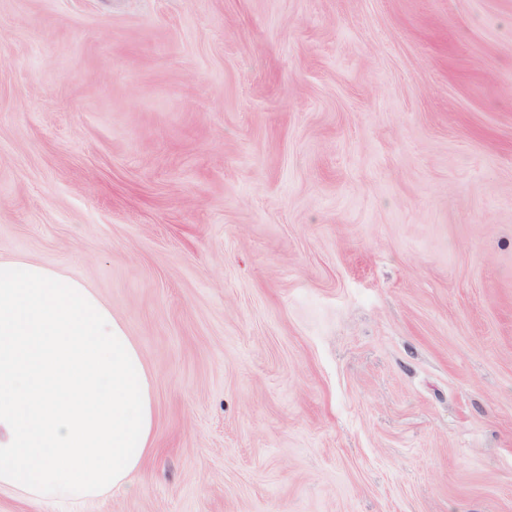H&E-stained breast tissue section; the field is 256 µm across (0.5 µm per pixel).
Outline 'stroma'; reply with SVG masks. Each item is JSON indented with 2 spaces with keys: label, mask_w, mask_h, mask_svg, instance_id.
I'll return each mask as SVG.
<instances>
[{
  "label": "stroma",
  "mask_w": 512,
  "mask_h": 512,
  "mask_svg": "<svg viewBox=\"0 0 512 512\" xmlns=\"http://www.w3.org/2000/svg\"><path fill=\"white\" fill-rule=\"evenodd\" d=\"M0 260L154 379L85 512H512V0H0Z\"/></svg>",
  "instance_id": "1"
}]
</instances>
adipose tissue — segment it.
<instances>
[{"instance_id": "adipose-tissue-1", "label": "adipose tissue", "mask_w": 512, "mask_h": 512, "mask_svg": "<svg viewBox=\"0 0 512 512\" xmlns=\"http://www.w3.org/2000/svg\"><path fill=\"white\" fill-rule=\"evenodd\" d=\"M154 430L141 351L82 282L0 261V493L62 512L124 488Z\"/></svg>"}]
</instances>
